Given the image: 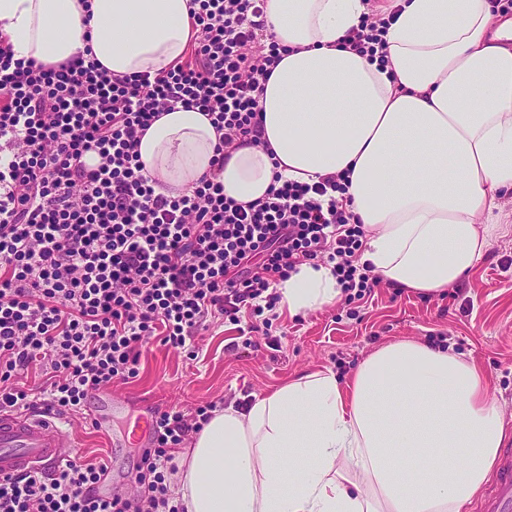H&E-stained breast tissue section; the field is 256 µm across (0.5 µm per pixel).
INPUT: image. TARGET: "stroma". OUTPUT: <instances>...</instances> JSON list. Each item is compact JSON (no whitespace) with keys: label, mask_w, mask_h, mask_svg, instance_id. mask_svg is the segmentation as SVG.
Masks as SVG:
<instances>
[{"label":"stroma","mask_w":512,"mask_h":512,"mask_svg":"<svg viewBox=\"0 0 512 512\" xmlns=\"http://www.w3.org/2000/svg\"><path fill=\"white\" fill-rule=\"evenodd\" d=\"M495 215L500 235L441 295L382 283L354 310L341 301L304 316L284 311L272 328L276 348L245 345L237 326L217 317L185 352L152 340L140 350L137 377L114 386L126 399L122 411L101 428L74 423L80 459L107 462L109 482L133 490L137 448L125 435L138 417L239 401L314 370L344 379L371 352L400 339L441 342L483 366L512 427V197L502 198Z\"/></svg>","instance_id":"1"}]
</instances>
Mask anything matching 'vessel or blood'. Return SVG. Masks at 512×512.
<instances>
[{
	"label": "vessel or blood",
	"instance_id": "b4317fda",
	"mask_svg": "<svg viewBox=\"0 0 512 512\" xmlns=\"http://www.w3.org/2000/svg\"><path fill=\"white\" fill-rule=\"evenodd\" d=\"M71 428L40 412H0V476L59 465L76 453ZM479 512H512V450L500 458Z\"/></svg>",
	"mask_w": 512,
	"mask_h": 512
}]
</instances>
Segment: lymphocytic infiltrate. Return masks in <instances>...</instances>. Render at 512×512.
Wrapping results in <instances>:
<instances>
[{"mask_svg": "<svg viewBox=\"0 0 512 512\" xmlns=\"http://www.w3.org/2000/svg\"><path fill=\"white\" fill-rule=\"evenodd\" d=\"M191 2L189 58L154 75L115 76L82 54L18 60L0 38V410L79 415L90 394L135 377L149 338L185 349L213 314L267 332L298 265H331L349 303L379 283L361 260L346 173L312 184L277 174L255 202L225 197V160L261 140L259 98L281 47L259 38L266 0ZM179 107L221 137L209 172L170 197L144 176L138 147ZM37 366L53 380L36 398L13 378ZM209 411L155 418L135 495L101 494L107 465L74 460L0 477V512H184L168 482L174 451Z\"/></svg>", "mask_w": 512, "mask_h": 512, "instance_id": "f902f5d3", "label": "lymphocytic infiltrate"}]
</instances>
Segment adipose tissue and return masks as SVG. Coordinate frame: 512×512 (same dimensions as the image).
Wrapping results in <instances>:
<instances>
[{
	"label": "adipose tissue",
	"instance_id": "1",
	"mask_svg": "<svg viewBox=\"0 0 512 512\" xmlns=\"http://www.w3.org/2000/svg\"><path fill=\"white\" fill-rule=\"evenodd\" d=\"M189 0H0L14 56L44 64L91 50L115 75L176 64L197 32ZM378 63L340 46L366 0H266L287 47L259 99L264 145L224 165V194L263 198L274 172L312 183L349 175L366 228L362 261L430 297L482 259L512 192V16L490 0H388ZM217 133L193 109L164 113L139 145L164 194L209 168ZM281 307L339 301L330 267L300 265ZM477 362L417 340L384 345L347 380L317 370L245 405L214 409L179 453L186 512H463L508 433Z\"/></svg>",
	"mask_w": 512,
	"mask_h": 512
}]
</instances>
